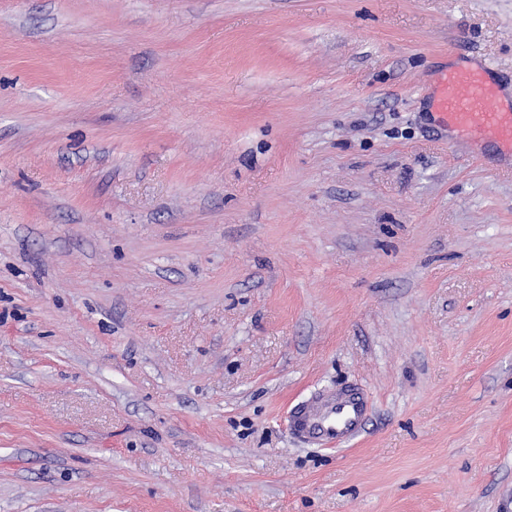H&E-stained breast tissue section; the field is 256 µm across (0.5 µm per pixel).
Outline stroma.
I'll return each mask as SVG.
<instances>
[{
  "label": "stroma",
  "mask_w": 512,
  "mask_h": 512,
  "mask_svg": "<svg viewBox=\"0 0 512 512\" xmlns=\"http://www.w3.org/2000/svg\"><path fill=\"white\" fill-rule=\"evenodd\" d=\"M452 67L512 89V0H0V512H505L512 154ZM432 98L444 122L512 148V114L500 109L496 87L484 71L463 67L443 71ZM370 413L368 394L362 388L347 387L318 392L298 404L290 412L289 425L304 443L342 449L337 447L365 432Z\"/></svg>",
  "instance_id": "stroma-1"
}]
</instances>
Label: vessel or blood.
<instances>
[{
  "label": "vessel or blood",
  "instance_id": "obj_1",
  "mask_svg": "<svg viewBox=\"0 0 512 512\" xmlns=\"http://www.w3.org/2000/svg\"><path fill=\"white\" fill-rule=\"evenodd\" d=\"M433 105L444 122L512 148V114L500 109L496 87L484 71L463 67L443 71ZM370 413L367 393L347 387L318 392L298 404L289 415V425L302 442L332 449L360 437Z\"/></svg>",
  "mask_w": 512,
  "mask_h": 512
}]
</instances>
